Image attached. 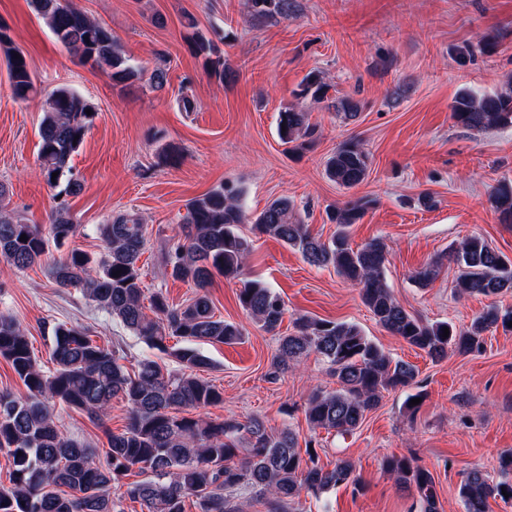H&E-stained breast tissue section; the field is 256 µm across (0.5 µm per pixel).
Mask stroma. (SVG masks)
I'll list each match as a JSON object with an SVG mask.
<instances>
[{"mask_svg":"<svg viewBox=\"0 0 512 512\" xmlns=\"http://www.w3.org/2000/svg\"><path fill=\"white\" fill-rule=\"evenodd\" d=\"M72 2L111 32L140 78L130 86L112 81L60 45L30 0H0V25L25 55L37 87L16 99L0 56L4 203L44 226L63 204L77 226L43 265L19 271L0 261V312L26 330L42 365L50 363L51 329L59 323L88 328L101 344L122 343L131 358L146 351L79 290L58 287L47 263L73 249L100 252L97 225L131 213L147 229L139 261L146 293L160 290L172 304L187 303L194 288L167 274L163 256L188 202L223 184L241 190L249 218L275 199L293 200L297 219L324 239L336 230L332 210L367 199L366 214L350 228L351 243H385L386 281L407 311L464 326L488 305L486 297L457 291L445 257L450 245L477 234L512 258V224L500 223L489 203L492 189L512 180V125L470 131L454 122L450 106L460 90L495 93L512 77V0H289L287 13L272 16L257 15L252 0ZM190 19L213 41L227 80L212 76L192 51ZM312 72L328 86L325 100L298 95ZM60 86L76 90L93 111L71 158L81 189L63 198L43 181L38 159L43 103ZM346 96L361 103L356 120L331 106ZM289 106L307 112L316 128L308 150L288 151L279 139L278 114ZM350 139L362 143L368 170L346 189L327 178L325 163ZM425 193L432 208L418 203ZM240 232L252 242L246 276L268 281L287 312L277 333L266 332L240 307L236 284L215 278V314L242 327L245 340L207 347L215 363L207 377L224 401L200 408V416L242 423L257 417L269 431L289 429L299 445L313 444L324 468L341 458L354 463L363 490L303 492L289 512H422L384 471L392 455L417 458L429 469L439 512H464V472L475 467L498 478L500 456L512 451V333H486L482 353L431 360L381 327L358 288L334 270L310 266L288 246L255 234L250 222ZM437 259L444 262L441 275L419 287L413 272ZM300 315L359 325L417 369L414 385L386 392L352 433L311 428L303 414L311 392L337 387L327 364L312 353L285 375H272L277 337L291 332ZM412 393L422 396L413 409L406 404ZM57 414L65 435L92 448L106 447L105 430L119 433L127 423L118 399L103 429L77 410L61 406Z\"/></svg>","mask_w":512,"mask_h":512,"instance_id":"35a3bbf8","label":"stroma"}]
</instances>
